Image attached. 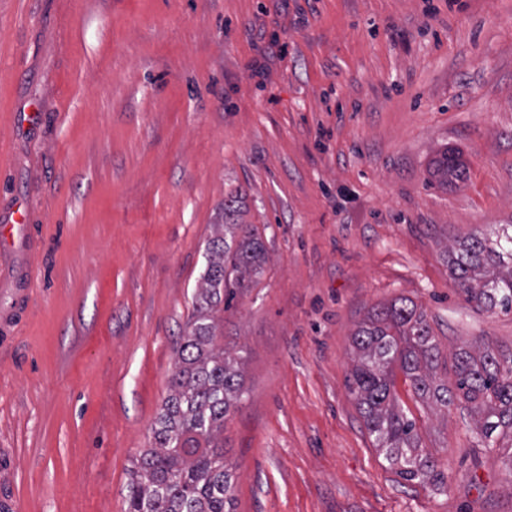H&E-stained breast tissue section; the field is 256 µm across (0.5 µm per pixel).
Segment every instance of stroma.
I'll return each instance as SVG.
<instances>
[{"label":"stroma","instance_id":"1","mask_svg":"<svg viewBox=\"0 0 512 512\" xmlns=\"http://www.w3.org/2000/svg\"><path fill=\"white\" fill-rule=\"evenodd\" d=\"M446 149L465 181L430 177ZM235 190L267 250L224 314L235 512H512L466 411L397 381L444 475L414 484L346 386L399 297L443 380L512 349L448 270L512 224V0H0V512H124Z\"/></svg>","mask_w":512,"mask_h":512}]
</instances>
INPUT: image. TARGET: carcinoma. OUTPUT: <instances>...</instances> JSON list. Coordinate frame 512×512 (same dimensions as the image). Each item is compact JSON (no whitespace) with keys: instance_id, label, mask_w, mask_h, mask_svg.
<instances>
[{"instance_id":"carcinoma-1","label":"carcinoma","mask_w":512,"mask_h":512,"mask_svg":"<svg viewBox=\"0 0 512 512\" xmlns=\"http://www.w3.org/2000/svg\"><path fill=\"white\" fill-rule=\"evenodd\" d=\"M465 165L443 151L432 176L446 185L465 179ZM241 194L224 198V222L213 225L207 265L192 312L177 342L170 390L152 426L154 446L133 462L125 512H234L233 475L224 451V421L243 395L241 362L224 347V311L263 272L259 229L243 222ZM448 269L469 302L512 311V224L494 236L474 233L448 250ZM348 388L378 454L402 479L438 483L442 474L423 452L414 419L396 394V372L416 397L472 417L486 447L512 442V352L461 346L453 353V387L436 380L441 350L426 316L408 298L374 309L352 335Z\"/></svg>"}]
</instances>
